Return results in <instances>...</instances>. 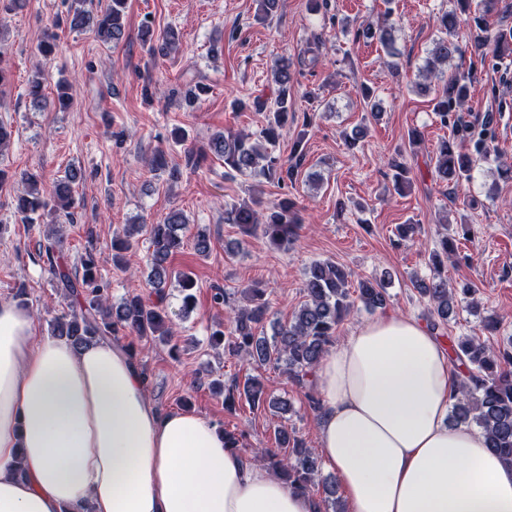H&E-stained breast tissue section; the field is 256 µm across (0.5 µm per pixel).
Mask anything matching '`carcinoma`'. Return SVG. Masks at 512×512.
<instances>
[{
    "instance_id": "obj_1",
    "label": "carcinoma",
    "mask_w": 512,
    "mask_h": 512,
    "mask_svg": "<svg viewBox=\"0 0 512 512\" xmlns=\"http://www.w3.org/2000/svg\"><path fill=\"white\" fill-rule=\"evenodd\" d=\"M499 0H482L477 16H470L469 0H456V8L442 13L439 19L440 36L434 40L422 74H431L437 66L460 53L458 31L461 26L469 29L480 50H491L498 59L512 57V32L494 27L492 18L498 14ZM126 0H112L110 7L95 14L81 6L70 14V27L74 30L93 28L98 40L107 45L119 44L125 36ZM377 41L391 58L399 55L395 46L393 25L374 26L359 24L355 38ZM295 63L281 58L271 68L272 79L278 86L272 106L260 100L254 106L268 111L266 123L256 133H213L209 139L210 152L224 161V174L230 177L248 176L255 180L250 201L233 204L224 209V223L236 225L247 236L260 235L276 249H286L298 236L299 216L296 202L288 198L275 201L263 200L264 185L282 186L297 173L301 153L299 147L306 131H301L292 156L288 159L276 153L280 130L294 114L291 88ZM472 75L450 76L444 80L441 94L435 98L433 112L440 124L448 125V114L457 111L468 97ZM456 137L441 141L435 151L434 172L437 179L458 188L472 177L476 162L491 156L485 141L474 142L473 152H465L461 143L470 138V128L454 125ZM394 187L402 190L407 184L408 167L403 158L391 162ZM82 173L72 168L54 182L52 197L55 208L67 213L74 205V188ZM21 182L27 185L26 193L19 197L17 213L30 224L42 217L48 207L40 190V176L25 172ZM187 220L179 211L169 212L156 224H130L123 235L112 239V261L119 265L131 247V239L138 233H148L152 252L146 283L156 296L147 302L139 295L123 298L114 304L109 299L107 280L103 277L96 254L88 251L82 256L81 278H71L63 271L58 275V287L76 301L70 310L55 317L51 335L79 348L102 339L122 335L140 341H166L172 336V319L163 305L165 290L171 278H176L182 292L181 316L195 309L193 293L195 281L191 275H173L168 265L170 257L184 246ZM449 240L444 236L432 251L433 276L415 282L418 293L430 305L431 326L437 328L447 323L449 315L461 303V298L471 294L464 287L456 293L448 289V276L442 273L440 256L448 255ZM348 273L330 260L314 261L305 271L304 293L306 300L282 323H271L269 336H258L255 328L264 326L269 316L270 302L267 289L254 282L242 289L247 306L235 312V327L229 335L216 329L211 333L213 346H224L230 356H243L251 364L281 368L299 387L311 384L316 366L336 342V330L351 312L355 302L373 311L386 303L388 278L358 284L357 296L348 287ZM450 357L462 366L463 379L458 392L452 396V420L457 424L474 425L487 438V447L512 464V336L498 348L490 347L477 336H465L449 347ZM245 398L252 407L267 402L270 394L258 377H248L243 385L227 389L224 405L235 408L236 398ZM280 447L291 449L282 455L277 449L268 448L263 460L290 486L310 491L313 476L319 469L318 457L305 442L287 431L278 430Z\"/></svg>"
}]
</instances>
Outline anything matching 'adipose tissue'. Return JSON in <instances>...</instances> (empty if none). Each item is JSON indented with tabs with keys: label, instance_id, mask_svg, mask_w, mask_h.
<instances>
[{
	"label": "adipose tissue",
	"instance_id": "ef3b65f1",
	"mask_svg": "<svg viewBox=\"0 0 512 512\" xmlns=\"http://www.w3.org/2000/svg\"><path fill=\"white\" fill-rule=\"evenodd\" d=\"M462 375L415 319L352 328L316 369L319 455L348 512H512V466L449 426ZM318 512L224 445L209 419L160 411L122 344L35 340L0 302V512Z\"/></svg>",
	"mask_w": 512,
	"mask_h": 512
}]
</instances>
